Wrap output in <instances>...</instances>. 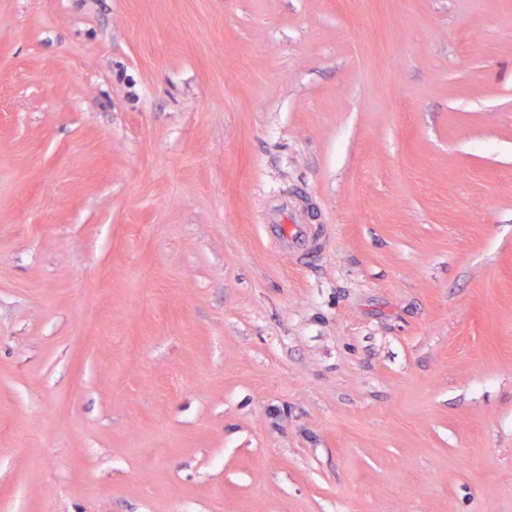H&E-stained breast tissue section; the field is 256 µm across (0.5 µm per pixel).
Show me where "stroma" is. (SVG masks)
<instances>
[{
  "label": "stroma",
  "mask_w": 512,
  "mask_h": 512,
  "mask_svg": "<svg viewBox=\"0 0 512 512\" xmlns=\"http://www.w3.org/2000/svg\"><path fill=\"white\" fill-rule=\"evenodd\" d=\"M359 2L0 0V512H512V0ZM266 239L281 253L307 255L319 252L320 230L311 224H261Z\"/></svg>",
  "instance_id": "35a3bbf8"
}]
</instances>
